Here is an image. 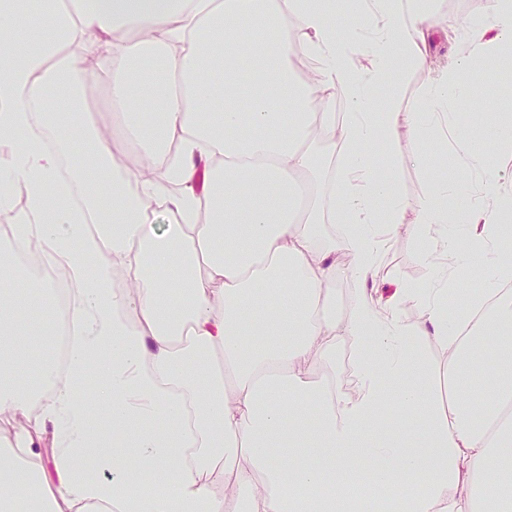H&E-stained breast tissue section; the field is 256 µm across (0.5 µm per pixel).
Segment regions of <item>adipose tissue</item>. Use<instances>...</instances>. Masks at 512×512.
Here are the masks:
<instances>
[{"mask_svg":"<svg viewBox=\"0 0 512 512\" xmlns=\"http://www.w3.org/2000/svg\"><path fill=\"white\" fill-rule=\"evenodd\" d=\"M439 30L429 0H356L341 23L336 0H0L7 252L35 248L65 272L78 331L64 361L32 360L46 329L21 307L51 291L0 261V414L39 416L0 435V512H512V180L448 121L512 46V0L458 24L443 65L428 48ZM301 55L314 79L296 81ZM90 57L122 142L86 113ZM410 69L427 74L414 105L375 97ZM405 126L447 148V169L421 151L393 159ZM335 151L340 190L326 198L315 172ZM404 165L429 186L412 203ZM409 210L428 276L372 296ZM338 220L343 235H320ZM475 264L483 289L449 314ZM117 269L127 287H113ZM343 278L358 297L340 316ZM428 342L445 400L426 382ZM341 343L350 393L313 376ZM394 401L417 440L385 432ZM361 470L351 494L340 481ZM157 476L167 487L145 490Z\"/></svg>","mask_w":512,"mask_h":512,"instance_id":"1","label":"adipose tissue"}]
</instances>
